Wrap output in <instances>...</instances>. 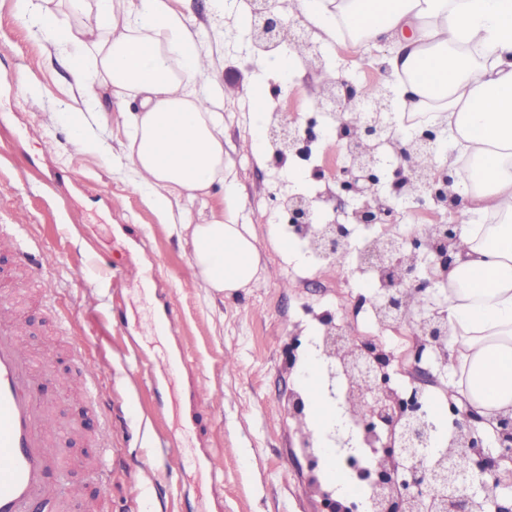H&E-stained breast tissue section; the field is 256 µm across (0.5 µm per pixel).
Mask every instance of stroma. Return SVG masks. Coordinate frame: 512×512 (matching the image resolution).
<instances>
[{"instance_id": "35a3bbf8", "label": "stroma", "mask_w": 512, "mask_h": 512, "mask_svg": "<svg viewBox=\"0 0 512 512\" xmlns=\"http://www.w3.org/2000/svg\"><path fill=\"white\" fill-rule=\"evenodd\" d=\"M197 32L210 60L197 83L224 86V158L230 187H215L205 203L189 208L192 221L230 209V218L252 225L259 258L256 284L218 294L200 288L190 267V246L173 232L131 184L120 99L96 92L109 115L96 129L101 145L80 151L63 118L80 105L74 69L51 43L18 17L15 0H0V237L12 249L0 261V288L9 291L29 351L80 358L88 375L50 397L56 416L70 422L71 442L96 438L93 457L112 467L108 497L97 494L92 466L69 468L77 494L73 512H323L309 472L298 422L288 411L300 388V368L315 350L320 317L347 324L394 360V385L417 381L405 356L409 330L380 328L361 298L371 297L368 276L351 277L297 242L276 222L274 198L309 196L330 187L344 159L336 142L321 139L302 183L288 178L294 159L245 150L254 127L249 90L268 86L272 109L307 118L315 107L311 82L283 79L262 65L247 38L245 19L222 0H171ZM333 67L355 82L374 81L376 47L350 40L323 44ZM445 211L402 210L394 224L352 225L354 243L378 235H411L445 224ZM287 248H280V241ZM36 253L42 276L31 281L17 267L20 250ZM170 294L177 324L155 333V292ZM172 350L183 366L155 386L156 355ZM107 418L100 427L88 403ZM200 458L198 468L169 471L164 451Z\"/></svg>"}]
</instances>
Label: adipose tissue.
<instances>
[{
    "label": "adipose tissue",
    "mask_w": 512,
    "mask_h": 512,
    "mask_svg": "<svg viewBox=\"0 0 512 512\" xmlns=\"http://www.w3.org/2000/svg\"><path fill=\"white\" fill-rule=\"evenodd\" d=\"M73 13L95 12L96 30L69 28L67 55L88 61L78 87L136 95L140 109L123 113L135 189L172 214L204 202L225 182L224 115L215 95L198 89L203 63L196 35L170 0H69ZM324 39L390 45L385 61L398 81L403 111L427 114L444 142L430 156L455 168L468 155L467 212L454 261L442 273L437 311L448 323L452 398L483 419L512 413V0H299ZM477 43L480 57L463 53ZM495 215L496 223L480 218ZM188 239L190 265L202 287L232 292L257 282L249 225L213 217L176 224ZM317 357L301 374L315 433L337 424L339 410L318 390Z\"/></svg>",
    "instance_id": "1"
}]
</instances>
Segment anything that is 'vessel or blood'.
Listing matches in <instances>:
<instances>
[{
  "instance_id": "b4317fda",
  "label": "vessel or blood",
  "mask_w": 512,
  "mask_h": 512,
  "mask_svg": "<svg viewBox=\"0 0 512 512\" xmlns=\"http://www.w3.org/2000/svg\"><path fill=\"white\" fill-rule=\"evenodd\" d=\"M12 315L0 316V512H49L61 501L63 469L42 428L44 375L21 352Z\"/></svg>"
}]
</instances>
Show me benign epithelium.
Here are the masks:
<instances>
[{"label": "benign epithelium", "mask_w": 512, "mask_h": 512, "mask_svg": "<svg viewBox=\"0 0 512 512\" xmlns=\"http://www.w3.org/2000/svg\"><path fill=\"white\" fill-rule=\"evenodd\" d=\"M251 25L248 38L256 48H305L308 71L320 77L316 107L322 112L323 136L340 142L345 164L336 183L350 197L352 206L344 221L326 218L323 196L294 194L281 201L289 223L306 224L313 232L308 248L329 265L352 247L349 224H394L395 204L412 203L418 208L431 204L461 214L464 197L450 190L458 174L446 167L436 168L420 159L438 147L433 128L406 138L397 130L398 111L395 82L381 60L374 64L386 77L380 83V98L369 99L357 84L331 68L320 44L313 40L303 16L285 18L278 0H248ZM314 137L297 119L271 123L267 138L281 159L301 151L300 144ZM443 242L432 238L385 235L359 248L362 261L372 269L387 268V287L374 292V314L386 327L408 325L415 329L409 354L414 365L438 358L448 343V325L435 308V266L445 269L453 262L458 241L455 224L443 225ZM422 254L423 264L403 263L406 255ZM415 313L409 312L412 299ZM316 349L321 364L336 387L330 396L343 410L344 423L333 431L334 447L354 453L366 443L378 441L382 462L375 465L378 479L369 486L368 512H512V505L500 504L503 490L512 487V413L497 419L496 449H484L474 410L462 412L455 403L448 411L456 416L448 436V453L437 452L438 434L418 409H408L390 386L388 367L393 356L371 340L347 334L340 324L320 336ZM48 383L67 385L70 369L46 365Z\"/></svg>", "instance_id": "7a95c632"}]
</instances>
